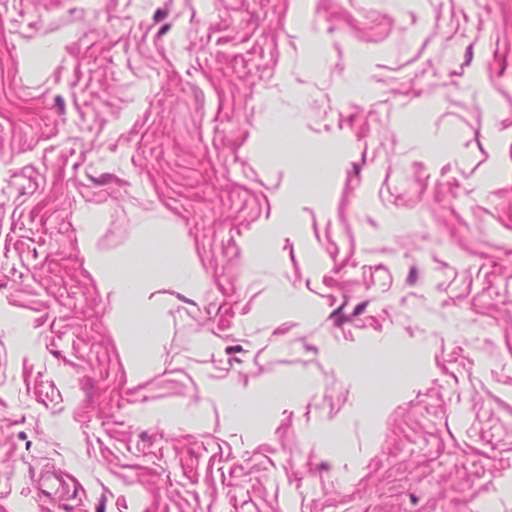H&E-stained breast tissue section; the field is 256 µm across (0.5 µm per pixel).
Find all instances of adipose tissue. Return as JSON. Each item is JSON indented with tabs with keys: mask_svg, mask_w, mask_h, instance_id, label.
<instances>
[{
	"mask_svg": "<svg viewBox=\"0 0 512 512\" xmlns=\"http://www.w3.org/2000/svg\"><path fill=\"white\" fill-rule=\"evenodd\" d=\"M82 251L87 269L94 275L103 297L112 302L115 315H122L129 307L147 312H158L163 304V289L178 288L189 290L191 280L185 274L170 276L163 271L154 276L130 279L121 271V258L99 252L92 235H85Z\"/></svg>",
	"mask_w": 512,
	"mask_h": 512,
	"instance_id": "ef3b65f1",
	"label": "adipose tissue"
}]
</instances>
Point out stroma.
<instances>
[{
	"label": "stroma",
	"instance_id": "obj_1",
	"mask_svg": "<svg viewBox=\"0 0 512 512\" xmlns=\"http://www.w3.org/2000/svg\"><path fill=\"white\" fill-rule=\"evenodd\" d=\"M0 512H512V0H0ZM86 233L82 242L86 268L94 275L101 295L110 298L113 315L121 316L130 306L157 313L167 296L159 293L162 288H181L183 292L192 288V281L183 273L181 263L178 275L171 277L167 271L154 276L132 280L121 271L122 258L99 252L92 237L90 224H82Z\"/></svg>",
	"mask_w": 512,
	"mask_h": 512
}]
</instances>
